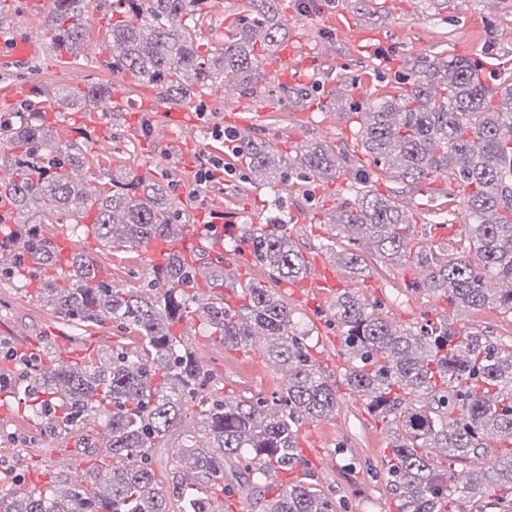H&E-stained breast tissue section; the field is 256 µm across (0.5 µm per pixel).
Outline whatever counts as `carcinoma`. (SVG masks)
<instances>
[{"label": "carcinoma", "mask_w": 512, "mask_h": 512, "mask_svg": "<svg viewBox=\"0 0 512 512\" xmlns=\"http://www.w3.org/2000/svg\"><path fill=\"white\" fill-rule=\"evenodd\" d=\"M89 2L53 0L48 29L57 53L79 56ZM206 5L207 0H115L112 70L131 71L166 89L173 100L189 71L203 87L223 81L228 71L239 72L248 85L251 72L285 36L280 0H242L249 21L204 54L190 22ZM176 18L186 24L173 26ZM481 67L472 58L410 60L402 85L368 103L357 136L374 168L354 174L355 198L336 212L333 226L350 246L339 260L354 279L367 268L358 252L359 241L367 238L392 265L427 273L428 291L454 311L493 305L512 314V287L496 293L485 288L489 278L512 284V77L505 74L490 87L476 76ZM52 94L82 108L110 105L109 88L102 84ZM4 141L12 150L7 200L30 220L4 233L0 251L13 252L14 263L0 268V278L35 284V298L67 321H109L135 339L81 366L57 360L47 367L35 358L5 382L41 432L75 437L86 452L96 442L82 430L95 418L110 437L111 460L88 487L78 477L66 480L64 490L53 481L43 489L0 490L3 512H215L209 500L224 491V480L247 489L303 463L296 452L299 421L336 411V385L311 356L306 335L277 289L259 281L234 286L238 304L231 307L221 291L224 268L215 265L208 283L215 301L199 310L190 294L196 287L195 254H172L135 290L95 279L94 264L79 252L61 267L41 234L42 222L86 219L105 246L136 248L151 239L179 237L181 203L161 179L114 177L110 188L88 191L69 176L70 169L86 164L88 138L63 141L45 121L23 111L7 126ZM237 147L249 180H277L269 142L255 137ZM345 162V152L318 144L300 149L288 166L327 183ZM381 174L395 183L388 195L370 190ZM418 184L448 199V210L434 213L438 226L453 227L458 206H464L457 246L417 242L413 218L396 202V193L400 185ZM241 238L271 280L309 275L281 219L250 227ZM193 315L226 348L244 349L262 332L263 354L288 370L282 396L227 402L178 331ZM334 318L349 362L347 384L389 426L392 453L385 467L398 512H465L471 501L512 498V348L482 330L456 328L446 317L400 328L351 291L336 297ZM195 400L206 435L173 458L178 465L191 462L196 473L197 483L184 493L156 479L152 457ZM471 459L484 461L479 475L454 483L452 467ZM265 512H336V501L306 473L269 499Z\"/></svg>", "instance_id": "obj_1"}]
</instances>
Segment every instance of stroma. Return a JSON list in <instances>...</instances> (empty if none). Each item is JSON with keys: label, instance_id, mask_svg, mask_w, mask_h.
<instances>
[{"label": "stroma", "instance_id": "stroma-1", "mask_svg": "<svg viewBox=\"0 0 512 512\" xmlns=\"http://www.w3.org/2000/svg\"><path fill=\"white\" fill-rule=\"evenodd\" d=\"M284 8L287 45L293 46L298 59H311L306 78L300 86L306 94L296 98L287 93L278 65L277 54H270L256 71L245 92H226L224 87L202 88L194 74H184L182 84L185 102L201 112L200 125L189 149L192 169L211 165L223 159L225 170L206 184L184 181L181 174L167 167L161 153L152 150L148 136L133 137L128 121L142 100L162 97V88L139 81L131 73L123 78L129 94L123 108L110 109L106 121L110 125L106 137L90 141L88 150L93 164L79 168L76 179L96 188L107 186L114 174L126 172L140 175L153 171L155 177L183 185L186 200L182 205L184 223L193 224L197 214L212 201L222 203L225 211L236 216L239 225L252 221L267 223L280 217L287 224L292 239L307 263L327 257L337 263L344 245L336 240L330 222L342 203L351 201L354 163H345L336 181L328 184L301 178L296 170H287L284 179L295 187L291 198H281L277 184L252 183L238 192L236 176L242 165L224 153V145L214 137L216 129L235 127L238 120L255 122L257 117L275 115L274 124L261 136L279 154H294L297 147L321 142L354 150L361 121L360 106L374 97L386 94L406 72L408 60L420 56L448 53L457 57H480L486 38L485 18L490 14L481 0H449L447 6L428 4L427 0H332L309 10L305 0H281ZM240 0H209V6L194 24V32L202 49L223 43L228 30L242 22ZM92 20L84 44V58L60 68L55 52H48L31 63H13L0 68V83L41 81L57 88L85 87L99 81H113L112 73V7L110 0H94L90 7ZM339 96L338 125L322 124L314 104L328 96ZM232 97L239 109H224L225 97ZM77 252L89 259L110 265L111 281L120 288H137L152 274L145 255L137 250L106 249L85 228L75 227L69 235ZM359 252L368 263L361 279L344 277L346 289L355 291L370 303H379L386 318L394 324L409 326L422 320L449 318L492 332L495 341L512 344V316L487 306L462 314L415 284L414 272L380 261L368 239H361ZM335 294H321L315 306L289 301L288 306L301 319L309 333L308 343L316 360L326 361L325 372L335 383L339 396L333 416L307 420L298 427L299 436L315 434L325 455L334 467H324L320 460H310L309 470L321 489L334 493L337 512H398L384 467L388 428L381 418L370 413L366 401L351 390L344 374L347 364L341 355L342 335L333 317ZM77 337L90 349L88 356H77V363L97 360L112 347L127 342L125 333L111 323L77 328L57 314L40 306L31 289L20 283L0 281V359L10 353L29 352L30 341H37L43 358L58 359L62 352L55 343L57 332ZM209 370L216 382L236 391L241 398L266 399L281 395L286 373L271 364L261 349L234 362H225L224 347L210 345ZM8 412L0 416V486L15 484L35 489L52 480L69 477L66 469L57 468L53 454L74 446L71 437H49L34 430L24 403L11 398Z\"/></svg>", "mask_w": 512, "mask_h": 512}]
</instances>
